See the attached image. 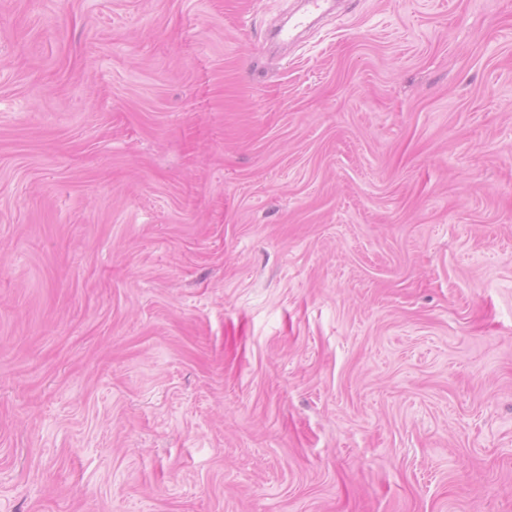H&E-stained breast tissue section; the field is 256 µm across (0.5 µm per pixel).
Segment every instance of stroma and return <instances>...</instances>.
Returning <instances> with one entry per match:
<instances>
[{
	"mask_svg": "<svg viewBox=\"0 0 512 512\" xmlns=\"http://www.w3.org/2000/svg\"><path fill=\"white\" fill-rule=\"evenodd\" d=\"M0 0V512H512V0Z\"/></svg>",
	"mask_w": 512,
	"mask_h": 512,
	"instance_id": "35a3bbf8",
	"label": "stroma"
}]
</instances>
